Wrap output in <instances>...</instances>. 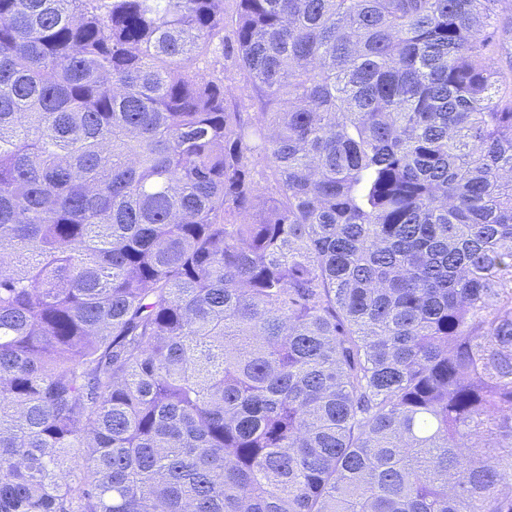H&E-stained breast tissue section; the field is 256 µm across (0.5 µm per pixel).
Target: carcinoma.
Wrapping results in <instances>:
<instances>
[{
  "label": "carcinoma",
  "instance_id": "1",
  "mask_svg": "<svg viewBox=\"0 0 512 512\" xmlns=\"http://www.w3.org/2000/svg\"><path fill=\"white\" fill-rule=\"evenodd\" d=\"M503 2L0 0V512H512Z\"/></svg>",
  "mask_w": 512,
  "mask_h": 512
}]
</instances>
